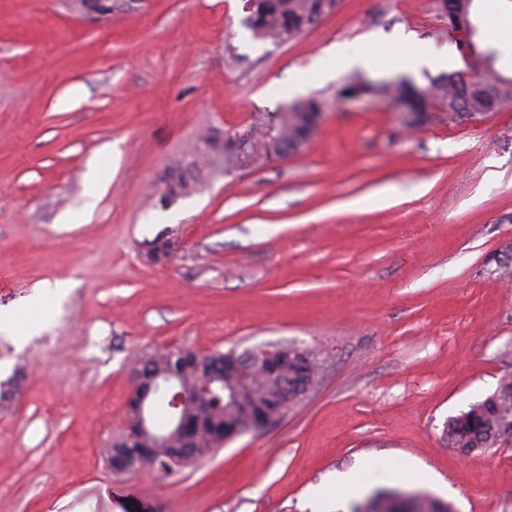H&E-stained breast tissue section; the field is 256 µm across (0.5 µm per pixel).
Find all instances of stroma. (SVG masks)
Wrapping results in <instances>:
<instances>
[{
    "label": "stroma",
    "mask_w": 512,
    "mask_h": 512,
    "mask_svg": "<svg viewBox=\"0 0 512 512\" xmlns=\"http://www.w3.org/2000/svg\"><path fill=\"white\" fill-rule=\"evenodd\" d=\"M242 0H0V512H325L315 489L417 464L455 512H512V445L468 455L442 430L512 373V104L403 129L383 100L335 102L298 152L159 202L208 131L242 130L331 47L408 65L454 48L430 0H338L295 40L254 39ZM172 245L151 262L155 238ZM315 352L305 397L167 477H119L137 356L187 345ZM412 62L418 66L448 69V52L437 51L427 45L411 44Z\"/></svg>",
    "instance_id": "1"
}]
</instances>
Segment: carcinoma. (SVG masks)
I'll use <instances>...</instances> for the list:
<instances>
[{"label":"carcinoma","mask_w":512,"mask_h":512,"mask_svg":"<svg viewBox=\"0 0 512 512\" xmlns=\"http://www.w3.org/2000/svg\"><path fill=\"white\" fill-rule=\"evenodd\" d=\"M335 3L337 0H256L254 8L244 19V26L256 39L287 43L331 13ZM472 5L473 0H432L431 8L448 19V32L461 33L458 47L466 44L472 49L473 56L480 62L482 73L472 76L462 71L450 72L431 79L424 87L407 79L384 87V94L400 105L401 126L423 127L440 112L448 113L452 119L467 121L498 112L512 104V76H506L496 69V52H480L474 42L477 26L473 22ZM326 110L327 99L321 95L289 103L275 113L279 126V138L275 141L264 138L262 127L265 117L261 116L244 129L250 137L244 149L237 144V131H226L222 135L208 134L199 141L191 159L159 175L158 192L178 200L191 194L207 166L216 157L224 159V171L227 172L249 166L259 167L273 155L280 157L294 153L310 141ZM229 354L234 355L236 351L206 353V362L200 363L196 350L179 346L145 355L136 362L138 370L162 382L172 379L175 387L188 394L206 376H218L212 385L209 411L197 406L192 397L173 409L169 406V394L156 389L152 390L148 399V403L158 406L161 411V416L155 419L159 432L170 434L171 421L177 416H195L203 420L192 442L191 458L194 461L211 456L219 448L215 432L221 426L232 424L243 432L250 429L251 423L235 398H240L246 404L278 406L284 414L288 411V408L280 406V400L282 385L286 382L291 384L296 378L294 363H288V370L278 378L273 379L258 372L248 386L240 387L233 379L224 376V357ZM294 354L306 363L309 378H315L318 372L315 354L300 346L295 347ZM510 411L512 384L501 392V396L492 393L471 404L468 410L448 419L443 437L448 440V446L462 451L492 448L496 444V425L502 415ZM150 466L165 476L175 475L184 468L182 464L172 463L163 448L155 452ZM351 512H452V507L425 492L409 491L400 484H392L375 488L370 495L354 503Z\"/></svg>","instance_id":"carcinoma-1"}]
</instances>
